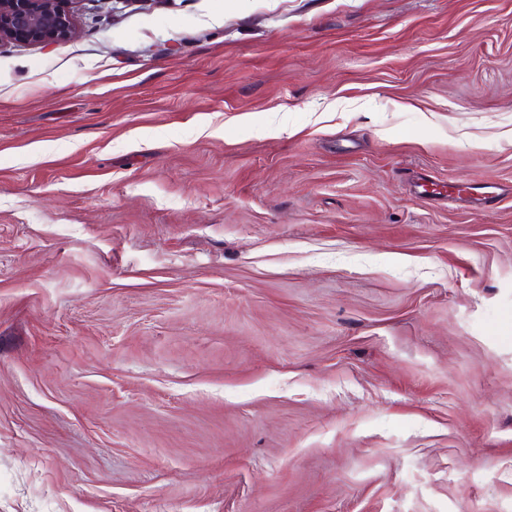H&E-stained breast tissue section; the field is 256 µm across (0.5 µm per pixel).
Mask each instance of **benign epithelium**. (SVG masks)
Listing matches in <instances>:
<instances>
[{
	"instance_id": "1",
	"label": "benign epithelium",
	"mask_w": 512,
	"mask_h": 512,
	"mask_svg": "<svg viewBox=\"0 0 512 512\" xmlns=\"http://www.w3.org/2000/svg\"><path fill=\"white\" fill-rule=\"evenodd\" d=\"M80 0H0V46H48L76 33Z\"/></svg>"
}]
</instances>
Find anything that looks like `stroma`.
Returning a JSON list of instances; mask_svg holds the SVG:
<instances>
[{
  "label": "stroma",
  "instance_id": "35a3bbf8",
  "mask_svg": "<svg viewBox=\"0 0 512 512\" xmlns=\"http://www.w3.org/2000/svg\"><path fill=\"white\" fill-rule=\"evenodd\" d=\"M0 512H512V0L1 46Z\"/></svg>",
  "mask_w": 512,
  "mask_h": 512
}]
</instances>
